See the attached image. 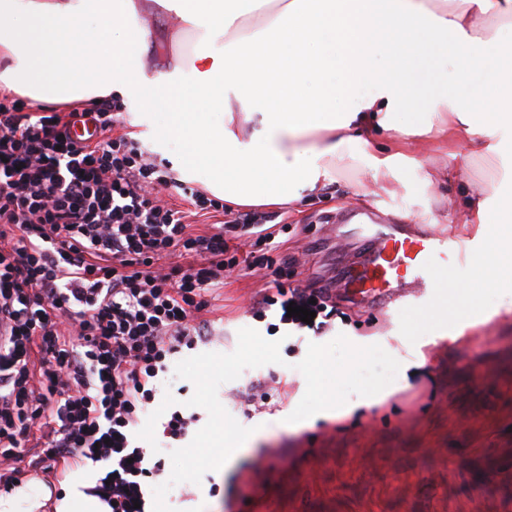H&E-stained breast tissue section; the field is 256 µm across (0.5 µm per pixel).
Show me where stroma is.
I'll list each match as a JSON object with an SVG mask.
<instances>
[{"label":"stroma","mask_w":512,"mask_h":512,"mask_svg":"<svg viewBox=\"0 0 512 512\" xmlns=\"http://www.w3.org/2000/svg\"><path fill=\"white\" fill-rule=\"evenodd\" d=\"M137 2L138 22L150 33L144 64L152 74L166 69L175 51L169 34L180 21L157 15L152 0ZM350 151L335 183L297 207L255 208L275 232L270 245L255 249L256 274L225 273L207 314L212 339L168 357L153 380L156 401L168 393L182 401L196 431L208 414L187 407L194 386L176 377V364L234 351L244 327L282 341V364L246 369L220 386L221 404L252 434L223 472L168 492L176 512H512V299L489 293L486 318L475 320L456 293L473 266L449 257L448 304L466 320L457 328L431 319L427 305L409 297L386 307L376 297L352 296L345 275L367 246L373 217L465 243L474 230L464 218L465 196L492 185L512 189V155L490 167L470 147H457L452 160L440 142L417 138L406 142L403 162L377 173L362 145ZM449 166L447 183L427 184L430 172ZM277 280L330 291L333 311L322 331L282 321L280 305H261ZM341 334L359 346L380 345L401 364L396 378L375 396L353 395L336 411L289 422L306 390L296 363L309 343Z\"/></svg>","instance_id":"stroma-1"}]
</instances>
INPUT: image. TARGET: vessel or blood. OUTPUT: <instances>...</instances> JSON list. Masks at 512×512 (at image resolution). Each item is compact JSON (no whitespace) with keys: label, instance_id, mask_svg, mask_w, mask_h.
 I'll return each instance as SVG.
<instances>
[{"label":"vessel or blood","instance_id":"b4317fda","mask_svg":"<svg viewBox=\"0 0 512 512\" xmlns=\"http://www.w3.org/2000/svg\"><path fill=\"white\" fill-rule=\"evenodd\" d=\"M447 238L431 233L396 234L393 225L382 224L371 236L369 251L358 262V288L381 294L384 301L395 302L408 290L434 292L440 271L431 257L447 260Z\"/></svg>","mask_w":512,"mask_h":512}]
</instances>
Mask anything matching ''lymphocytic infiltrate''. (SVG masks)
I'll return each mask as SVG.
<instances>
[{"mask_svg": "<svg viewBox=\"0 0 512 512\" xmlns=\"http://www.w3.org/2000/svg\"><path fill=\"white\" fill-rule=\"evenodd\" d=\"M121 109L0 93V488L35 435L34 466L103 464L90 495L138 512L144 479L164 470L131 443L149 383L167 355L207 339L202 313L225 272L254 270L237 243L274 236L249 214L194 232L218 202L190 187L186 210L159 196L179 182L113 135ZM80 123L95 137H76Z\"/></svg>", "mask_w": 512, "mask_h": 512, "instance_id": "f902f5d3", "label": "lymphocytic infiltrate"}]
</instances>
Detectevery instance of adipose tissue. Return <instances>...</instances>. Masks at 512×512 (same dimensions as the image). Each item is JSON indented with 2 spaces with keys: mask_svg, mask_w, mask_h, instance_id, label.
<instances>
[{
  "mask_svg": "<svg viewBox=\"0 0 512 512\" xmlns=\"http://www.w3.org/2000/svg\"><path fill=\"white\" fill-rule=\"evenodd\" d=\"M198 37L192 57L148 75V32L135 0H0V91L36 102L115 96L138 105L159 143L180 141V169L236 206H290L336 180L369 146L375 171L431 133L479 145L488 165L512 152V38L479 29L491 16L512 30V0H153ZM417 119L403 116L411 105ZM478 304L512 288V194L465 199ZM497 262L488 265V253ZM73 470L63 497L39 481L0 495V512H109Z\"/></svg>",
  "mask_w": 512,
  "mask_h": 512,
  "instance_id": "obj_1",
  "label": "adipose tissue"
}]
</instances>
